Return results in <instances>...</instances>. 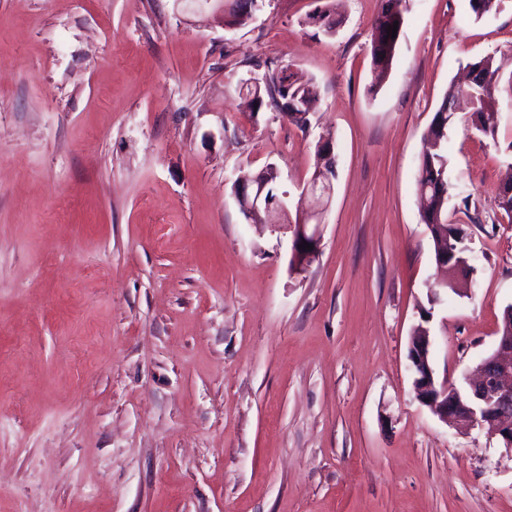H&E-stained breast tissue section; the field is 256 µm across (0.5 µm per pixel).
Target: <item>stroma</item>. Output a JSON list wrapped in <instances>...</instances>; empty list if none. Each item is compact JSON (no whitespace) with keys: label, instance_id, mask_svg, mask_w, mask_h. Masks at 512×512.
<instances>
[{"label":"stroma","instance_id":"1","mask_svg":"<svg viewBox=\"0 0 512 512\" xmlns=\"http://www.w3.org/2000/svg\"><path fill=\"white\" fill-rule=\"evenodd\" d=\"M330 9L329 37L308 22ZM381 0H0V512H512V451L416 398L496 346L512 304V97L496 138L445 137L473 257L441 278L416 183L449 85L487 55L512 72V0H409L370 93ZM313 80L307 127L254 111L265 64ZM336 177L320 253L244 217L267 166L290 221L320 138Z\"/></svg>","mask_w":512,"mask_h":512}]
</instances>
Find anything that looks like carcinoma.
<instances>
[{
    "mask_svg": "<svg viewBox=\"0 0 512 512\" xmlns=\"http://www.w3.org/2000/svg\"><path fill=\"white\" fill-rule=\"evenodd\" d=\"M407 10V0H384L381 12L376 18L371 34V55L374 64V81L369 91L381 86L392 69L398 41L387 35V27L395 24L402 28L403 15ZM472 79L465 86L452 85L438 105L428 133L425 137V149L419 164L417 192L421 205L424 224L430 226L434 247H446L458 254H468L467 233L464 228L446 226L443 219L448 207L449 187L446 179L448 159L444 153L443 141L446 131L458 119L454 106L461 98L471 103L472 115L483 124V135L494 139L499 124V98L512 94V74L505 77L499 73L494 58L487 56L470 64ZM289 66L278 61L267 65V72L261 82L253 85L257 93L255 111L262 108L279 110L285 97L302 98L315 87L312 81L293 80V74L287 73Z\"/></svg>",
    "mask_w": 512,
    "mask_h": 512,
    "instance_id": "carcinoma-1",
    "label": "carcinoma"
}]
</instances>
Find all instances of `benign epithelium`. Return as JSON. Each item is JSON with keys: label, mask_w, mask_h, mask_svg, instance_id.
Instances as JSON below:
<instances>
[{"label": "benign epithelium", "mask_w": 512, "mask_h": 512, "mask_svg": "<svg viewBox=\"0 0 512 512\" xmlns=\"http://www.w3.org/2000/svg\"><path fill=\"white\" fill-rule=\"evenodd\" d=\"M311 106L303 101L289 103L282 112L291 122L307 121ZM266 184L258 177L242 176L234 183L236 201L248 219L265 216L271 228L292 232L293 256L304 255L315 260L320 252V224L309 225V219L298 224H284V202L265 194ZM312 245L309 250L300 245ZM437 267L451 271L455 277L468 273L471 258L441 250L435 257ZM429 334L419 327L412 339L408 358L413 386L418 400L440 421L450 427H471L499 439L512 450V336H498L496 348L478 367V376L457 385L448 380L437 382L429 362Z\"/></svg>", "instance_id": "benign-epithelium-1"}]
</instances>
